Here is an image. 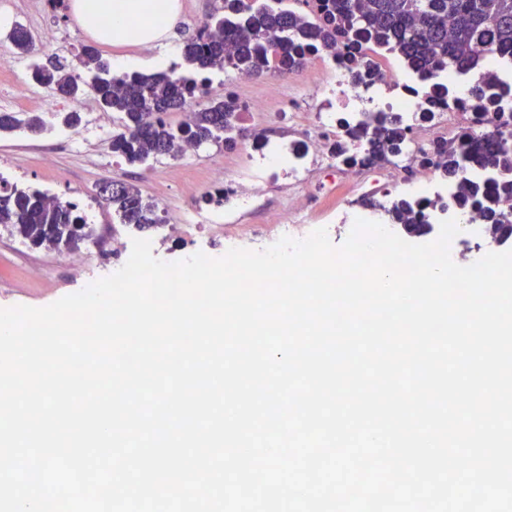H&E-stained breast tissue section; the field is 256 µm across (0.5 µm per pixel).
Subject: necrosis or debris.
I'll return each mask as SVG.
<instances>
[{
    "label": "necrosis or debris",
    "instance_id": "necrosis-or-debris-1",
    "mask_svg": "<svg viewBox=\"0 0 512 512\" xmlns=\"http://www.w3.org/2000/svg\"><path fill=\"white\" fill-rule=\"evenodd\" d=\"M363 56L364 67H356L353 56ZM300 69L311 72L306 87L289 94L278 109H271L275 90L287 72L268 63L267 94L246 96L236 85L224 86L225 99L233 101L238 117L260 125L261 133L243 144L241 159L225 173L223 182L212 189L222 192L221 203H206L201 214L208 225H215L222 206L233 208L234 215L252 210L254 193L266 181L287 175L289 183L309 182L313 171L335 169L339 180L319 198H295L287 215L268 211L265 223L287 221L289 234L310 223L315 211L373 213L382 223H395L392 211L402 199H410L422 223L437 224L454 218L473 224L480 206H459L447 184L437 183L443 148L468 152L485 151V123L471 92L467 74L440 71L433 79H422L404 60H392L382 49L361 40L341 42L335 52L307 49L300 57ZM472 69L486 81L489 97L497 111L506 114L504 134H512V74L501 68L497 55L476 51ZM385 116L399 120L405 130L400 151L370 157L364 140L351 130L366 116ZM287 126L288 143L275 145L272 129ZM250 191H242V184Z\"/></svg>",
    "mask_w": 512,
    "mask_h": 512
}]
</instances>
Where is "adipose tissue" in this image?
I'll return each mask as SVG.
<instances>
[{"instance_id":"1","label":"adipose tissue","mask_w":512,"mask_h":512,"mask_svg":"<svg viewBox=\"0 0 512 512\" xmlns=\"http://www.w3.org/2000/svg\"><path fill=\"white\" fill-rule=\"evenodd\" d=\"M75 21L101 43L149 45L168 38L179 0H72Z\"/></svg>"}]
</instances>
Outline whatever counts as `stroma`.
Returning <instances> with one entry per match:
<instances>
[{
  "instance_id": "1",
  "label": "stroma",
  "mask_w": 512,
  "mask_h": 512,
  "mask_svg": "<svg viewBox=\"0 0 512 512\" xmlns=\"http://www.w3.org/2000/svg\"><path fill=\"white\" fill-rule=\"evenodd\" d=\"M41 2L0 0V54L14 55L15 68L30 67L36 60L46 66L58 61L70 70H79L82 47L86 44L93 46L108 64H115L121 58L133 59L143 72L151 71L155 59L180 52L176 44L103 45L73 21L69 10H45ZM5 19L10 24L26 23L34 29L50 26L60 38L57 42L39 45L34 57L15 55L11 43L4 37L1 22ZM94 116V122L83 121L66 127L60 124L57 115L48 114L44 117L46 128L40 134L17 131L0 135V176L85 206L92 229L91 236L77 249L85 263L76 269L68 262V251L32 246L0 227V308L44 307L121 268L122 259L113 252L112 240L136 236L137 231L119 223L111 209L101 204L96 186L105 180L132 184L145 200L166 206L167 222L145 234L151 242L153 255L166 262L190 257L202 248L217 257L235 244L251 250L265 248L281 238L280 225L261 223L250 214L221 229L186 230L181 226L184 213L202 204L212 183L223 179L224 166L236 160L240 144L254 137L257 128L252 122L239 121L241 134L236 138V146L227 147L220 141L207 142L189 155L174 159L161 156L132 166L112 161L111 140L118 124L116 115L98 109Z\"/></svg>"
}]
</instances>
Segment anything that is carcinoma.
Returning a JSON list of instances; mask_svg holds the SVG:
<instances>
[{
  "label": "carcinoma",
  "instance_id": "carcinoma-1",
  "mask_svg": "<svg viewBox=\"0 0 512 512\" xmlns=\"http://www.w3.org/2000/svg\"><path fill=\"white\" fill-rule=\"evenodd\" d=\"M336 14L319 23L292 8L274 9L261 0H232L231 9L240 22L233 35L235 67L259 76L269 57H279L282 67L297 64L292 51L309 41L336 49L337 37L347 41L373 40L389 51L407 58L425 76L446 69L464 70L472 52L480 47L512 63V0H335ZM8 39L22 54L32 50V38L21 27H14ZM183 55L190 70L171 68L153 74L112 75L110 66L97 52H84L83 66L92 73L80 78L63 65L50 68L34 65L33 78L75 100L81 85L90 83L101 106L119 116L121 130L112 136V153L133 164L151 157L175 156L181 142L189 138L200 146L209 141H234L237 130L232 106L213 99L192 113L185 126L167 124L161 114L184 108L186 96L197 89L196 78L224 70V15L214 13L203 22L196 39L185 44ZM387 119L363 124L357 136L366 139L379 152L398 151L404 130L386 126ZM44 128L41 116L31 112H0V133L25 130L39 133ZM488 153L469 154L443 149V174L457 185V195L466 203L472 189L460 170L483 171L500 163L512 167V143L490 139ZM489 198L511 197L512 184L494 179L486 184ZM123 224L144 230L159 223L155 206L143 200L139 190L124 182L100 196ZM402 227L410 235L427 233L431 225L417 224L411 208L397 207ZM484 233L497 243L512 241V215L485 211ZM0 224L13 235L33 246L71 249L82 240L87 225L78 206L36 189L10 187L0 193Z\"/></svg>",
  "mask_w": 512,
  "mask_h": 512
}]
</instances>
